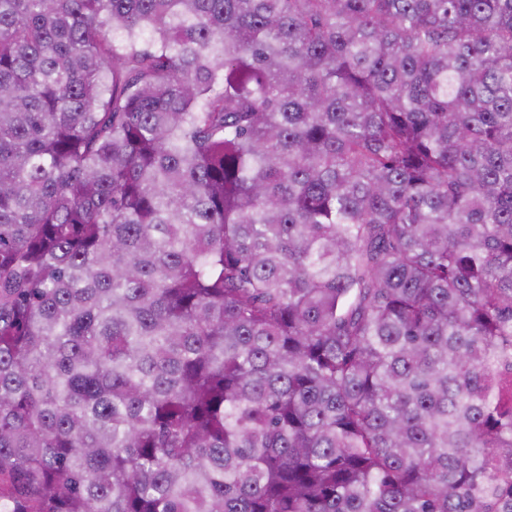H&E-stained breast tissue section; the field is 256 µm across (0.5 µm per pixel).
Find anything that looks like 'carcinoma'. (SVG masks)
I'll use <instances>...</instances> for the list:
<instances>
[{"instance_id":"1","label":"carcinoma","mask_w":512,"mask_h":512,"mask_svg":"<svg viewBox=\"0 0 512 512\" xmlns=\"http://www.w3.org/2000/svg\"><path fill=\"white\" fill-rule=\"evenodd\" d=\"M512 0H0V512H512Z\"/></svg>"}]
</instances>
